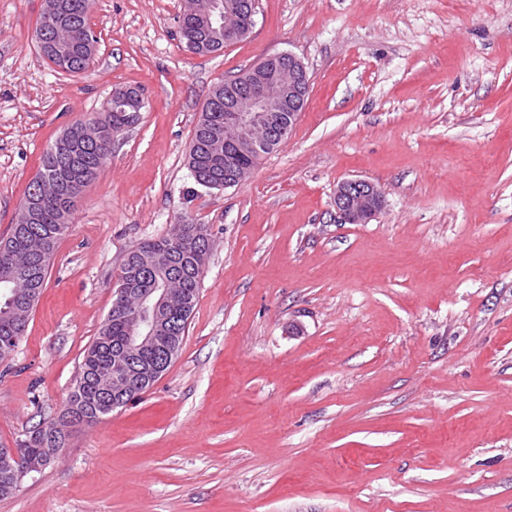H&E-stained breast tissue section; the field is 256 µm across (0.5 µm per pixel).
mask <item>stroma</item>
<instances>
[{
  "instance_id": "1",
  "label": "stroma",
  "mask_w": 512,
  "mask_h": 512,
  "mask_svg": "<svg viewBox=\"0 0 512 512\" xmlns=\"http://www.w3.org/2000/svg\"><path fill=\"white\" fill-rule=\"evenodd\" d=\"M42 6L0 0V238L64 129L119 87L144 106L0 361V443L60 415L132 249L177 224L215 247L165 375L0 512H512V0H259L205 56L184 0H93L80 73L41 54ZM283 51L311 81L287 141L198 185L210 89ZM346 178L383 196L366 223L336 218Z\"/></svg>"
}]
</instances>
